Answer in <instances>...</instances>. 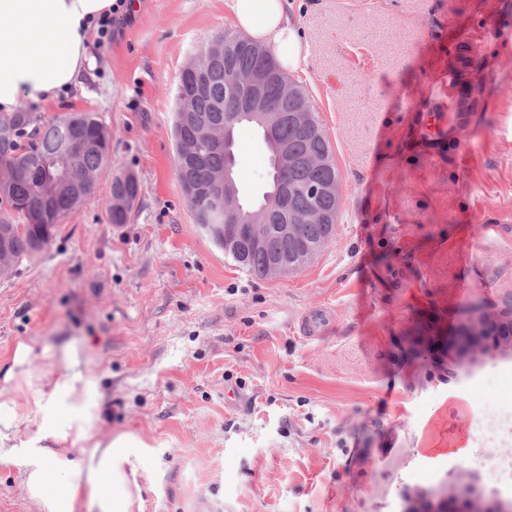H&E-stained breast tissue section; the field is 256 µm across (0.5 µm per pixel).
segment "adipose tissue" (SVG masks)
I'll return each instance as SVG.
<instances>
[{
    "label": "adipose tissue",
    "instance_id": "adipose-tissue-1",
    "mask_svg": "<svg viewBox=\"0 0 512 512\" xmlns=\"http://www.w3.org/2000/svg\"><path fill=\"white\" fill-rule=\"evenodd\" d=\"M113 0H0V111H12L26 99L39 104L76 85L93 69L88 36L93 21ZM236 27L272 49L280 66L298 71L307 50L288 9L289 0H225ZM62 362L70 376L57 380L50 392L34 390L33 428L22 447L6 455L25 467L23 487L40 512H131L140 487L127 472L129 449L141 447L134 437L96 440L77 457L48 448L47 440L64 441L87 434L99 395L95 384L82 381L74 368L75 347H66Z\"/></svg>",
    "mask_w": 512,
    "mask_h": 512
}]
</instances>
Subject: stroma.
<instances>
[{
	"label": "stroma",
	"instance_id": "obj_1",
	"mask_svg": "<svg viewBox=\"0 0 512 512\" xmlns=\"http://www.w3.org/2000/svg\"><path fill=\"white\" fill-rule=\"evenodd\" d=\"M308 48L295 80L314 102L341 180L334 241L303 267L258 278L197 224L175 172L176 87L200 46L233 28L224 0H135L77 88L22 103L48 120L97 114L112 158L94 193L49 246L0 278V379L18 345L35 346L43 389L65 375L66 346L101 395L99 437L141 439L133 512H450L467 468L481 507L512 512V345L472 356L458 336L474 309L512 323V0H291ZM497 16L508 31L486 26ZM475 49L459 78L475 98L436 158L418 146L412 110L454 65L458 29ZM495 71L493 87L484 76ZM237 181L266 189L260 135L243 128ZM140 193L124 224L106 208L113 178ZM499 231H492V224ZM468 241L470 255L461 252ZM313 307L335 316L322 337L294 328ZM237 389L239 403L225 393ZM470 411L460 416L458 402ZM465 425L461 459L426 456ZM23 467L0 462V512H39Z\"/></svg>",
	"mask_w": 512,
	"mask_h": 512
}]
</instances>
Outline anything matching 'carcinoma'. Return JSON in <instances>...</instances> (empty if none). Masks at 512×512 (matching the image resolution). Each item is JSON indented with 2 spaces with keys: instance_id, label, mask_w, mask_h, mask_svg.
<instances>
[{
  "instance_id": "1",
  "label": "carcinoma",
  "mask_w": 512,
  "mask_h": 512,
  "mask_svg": "<svg viewBox=\"0 0 512 512\" xmlns=\"http://www.w3.org/2000/svg\"><path fill=\"white\" fill-rule=\"evenodd\" d=\"M241 40L243 36L224 30V57L208 61L204 69L205 93H190L193 75H179V84L185 91L182 109L186 116L176 121L175 139L185 144V151L175 153V170L183 189H207L213 177L224 169V151L208 149L205 160H198L197 152L205 146L198 120L219 126L240 110L239 98L228 90L231 76L259 69L273 76L271 108L296 116L279 127V136L296 156L309 157L314 162L292 165L280 175L288 190V217L284 220L275 214L267 223L255 225V231L264 239L263 247L249 248L230 235L212 236L235 263L256 277H266L271 275L272 264L284 263L294 271L332 243L341 194L318 198L309 194L308 187L320 182L338 187L340 175L328 136L306 89L287 78L271 51L265 49L260 54L241 44ZM74 123L95 145L76 154L73 167L80 173L95 175L111 158V135L96 114L64 112L46 122L33 112H0V165L12 173L0 184V235L7 238L11 253L10 261L0 263L1 277L10 275L20 260L40 254L49 245L56 224L85 201L83 197H71L66 183L58 182L51 187L41 216L21 209V203L41 199L43 187L37 173L43 166L54 167ZM139 192L135 174L113 179L108 203L112 223H126ZM284 223L290 225L287 232L282 229Z\"/></svg>"
}]
</instances>
